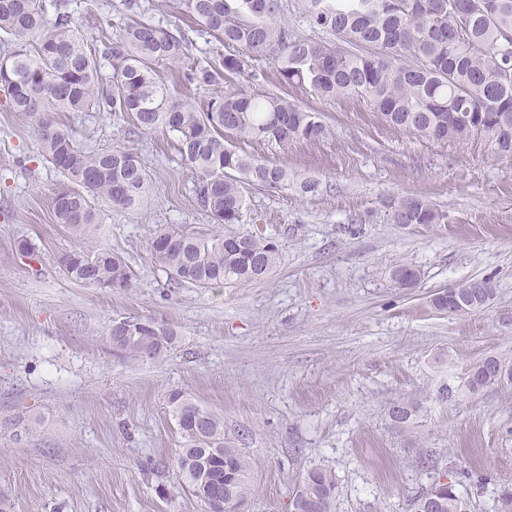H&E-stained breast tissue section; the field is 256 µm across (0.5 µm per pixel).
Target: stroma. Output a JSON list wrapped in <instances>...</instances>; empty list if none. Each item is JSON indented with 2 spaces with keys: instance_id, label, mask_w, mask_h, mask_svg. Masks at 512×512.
Returning a JSON list of instances; mask_svg holds the SVG:
<instances>
[{
  "instance_id": "35a3bbf8",
  "label": "stroma",
  "mask_w": 512,
  "mask_h": 512,
  "mask_svg": "<svg viewBox=\"0 0 512 512\" xmlns=\"http://www.w3.org/2000/svg\"><path fill=\"white\" fill-rule=\"evenodd\" d=\"M89 43L111 45L130 20L182 28L191 63L211 64L222 43L191 24L182 0H69ZM289 98L329 129L280 153L298 183L247 188L234 230L260 229L280 265L244 287H173L147 249L177 224L203 233L211 219L173 135L135 132L109 112H62L78 144L129 145L151 175L139 210L105 209L94 233L135 279L126 290L68 280L58 257L74 241L51 197L62 176L41 156L31 121L0 94V495L11 512H204L160 470L179 436L167 396L182 391L222 411L224 432L253 462L247 512H290L307 470L328 466L336 512H409L436 479L468 470L471 512H494L512 481V385L470 393L469 366L486 354L512 362V159L477 140L454 146L384 125L361 99ZM318 182L315 193L299 184ZM420 196L447 214L433 228L391 223L385 200ZM29 240L34 255L18 249ZM414 265L413 288L391 278ZM486 278L493 300L473 313L436 310L439 290ZM165 319L179 333L164 360L130 359L104 333L115 320ZM418 407L396 427L392 403ZM41 423L15 438L16 423ZM430 454L432 467L419 468Z\"/></svg>"
}]
</instances>
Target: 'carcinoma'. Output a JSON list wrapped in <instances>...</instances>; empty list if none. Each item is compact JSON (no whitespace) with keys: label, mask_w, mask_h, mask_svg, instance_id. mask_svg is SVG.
<instances>
[{"label":"carcinoma","mask_w":512,"mask_h":512,"mask_svg":"<svg viewBox=\"0 0 512 512\" xmlns=\"http://www.w3.org/2000/svg\"><path fill=\"white\" fill-rule=\"evenodd\" d=\"M298 13L331 40L300 36L277 21L281 0H182L195 24L231 51L219 67H186L190 83L218 85L242 76L257 55L273 54L278 83L312 96L362 99L388 126L421 139L460 145L482 141L499 157L512 158V0H295ZM67 0H57L48 23L43 0H0V34L13 38L0 55V92L10 108L34 125L40 154L65 179L51 198L55 221L74 240L57 259L71 281L87 289L126 290L133 273L122 256L97 244L101 205L137 210L150 191V175L133 148L84 149L76 145L59 112H118L141 133L174 136L176 149L197 181V196L213 228L207 234L177 225L156 230L149 241L155 264L177 286H247L264 280L281 262L280 246L261 230L238 234L247 186L286 189L295 177L282 161L261 159L231 143L264 141L281 151L323 137L316 113L270 91L227 89L201 107L173 98L155 65H179L191 51L181 29L145 22L120 29L112 48L85 44ZM120 65L103 81L101 59ZM75 187H70V184ZM391 222L431 227L446 215L425 199L386 202ZM421 272L393 268L392 280L412 288ZM494 295L487 279L469 280L434 294L432 305L450 313L481 310ZM152 333L109 324L106 339L129 358L160 359L178 333L165 320L151 319ZM512 384V364L489 354L469 368L466 388L478 392ZM169 413L180 436L165 462L178 485L204 504L206 512H238L248 501L252 463L224 434V413L204 407L181 391L168 395ZM415 407L393 404L391 421L410 424ZM441 512H470L469 498L454 482H435L410 503L422 512L428 498ZM336 477L320 466L305 473L292 492L296 512H335Z\"/></svg>","instance_id":"cac0c4a2"}]
</instances>
